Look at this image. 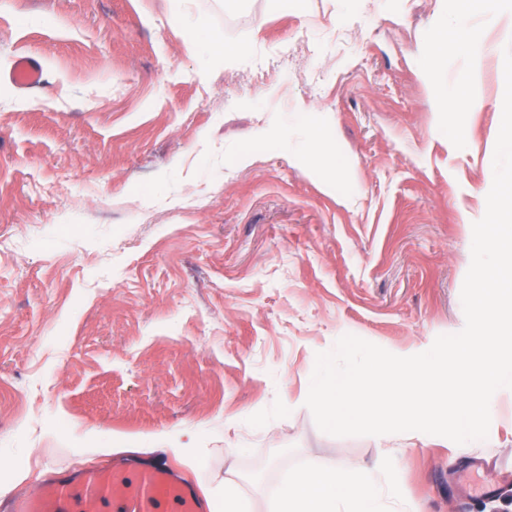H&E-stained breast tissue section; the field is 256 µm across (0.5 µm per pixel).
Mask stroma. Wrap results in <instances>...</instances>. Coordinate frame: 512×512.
I'll return each mask as SVG.
<instances>
[{
    "label": "stroma",
    "mask_w": 512,
    "mask_h": 512,
    "mask_svg": "<svg viewBox=\"0 0 512 512\" xmlns=\"http://www.w3.org/2000/svg\"><path fill=\"white\" fill-rule=\"evenodd\" d=\"M442 12L0 0V498L44 469L155 454L199 493L235 486L249 512L338 463L397 483L413 512H512V487L473 490L512 464V390L464 445L334 437L305 405L341 336L410 356L465 324L512 26L487 30L476 68L448 56L430 82L418 66ZM28 54L45 84L26 92L9 72ZM441 82L478 101L465 149L440 129ZM330 176L355 195L326 192ZM186 430L192 465L144 444Z\"/></svg>",
    "instance_id": "35a3bbf8"
}]
</instances>
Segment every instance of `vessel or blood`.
Instances as JSON below:
<instances>
[{
  "label": "vessel or blood",
  "mask_w": 512,
  "mask_h": 512,
  "mask_svg": "<svg viewBox=\"0 0 512 512\" xmlns=\"http://www.w3.org/2000/svg\"><path fill=\"white\" fill-rule=\"evenodd\" d=\"M9 76L26 90L40 83L43 67L36 56H20ZM0 512H207V504L192 481L154 459L134 471L114 463L45 473L35 490L0 501Z\"/></svg>",
  "instance_id": "b4317fda"
}]
</instances>
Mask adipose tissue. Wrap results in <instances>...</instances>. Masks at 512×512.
I'll list each match as a JSON object with an SVG mask.
<instances>
[{
  "label": "adipose tissue",
  "instance_id": "obj_1",
  "mask_svg": "<svg viewBox=\"0 0 512 512\" xmlns=\"http://www.w3.org/2000/svg\"><path fill=\"white\" fill-rule=\"evenodd\" d=\"M451 23L446 41H434L437 57L454 55L477 59L484 47L483 31L496 27L505 15H512V0H447ZM482 18V27L472 26V15ZM398 504V485H379L358 466L334 465L293 475L280 492L275 512H379L380 500Z\"/></svg>",
  "mask_w": 512,
  "mask_h": 512
}]
</instances>
